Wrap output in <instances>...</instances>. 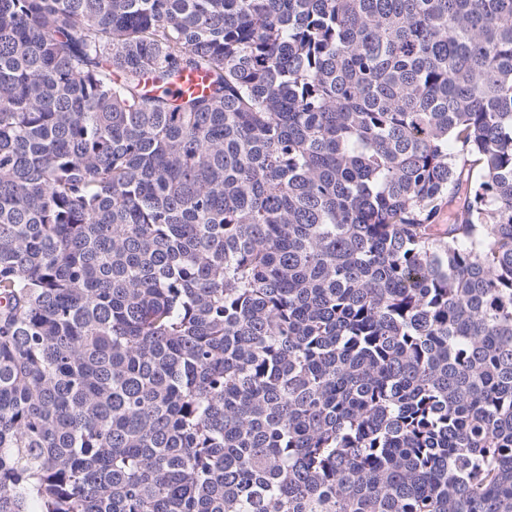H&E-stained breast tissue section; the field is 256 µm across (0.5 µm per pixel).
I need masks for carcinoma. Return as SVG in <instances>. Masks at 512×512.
<instances>
[{
  "label": "carcinoma",
  "mask_w": 512,
  "mask_h": 512,
  "mask_svg": "<svg viewBox=\"0 0 512 512\" xmlns=\"http://www.w3.org/2000/svg\"><path fill=\"white\" fill-rule=\"evenodd\" d=\"M0 512H512V0H0Z\"/></svg>",
  "instance_id": "carcinoma-1"
}]
</instances>
